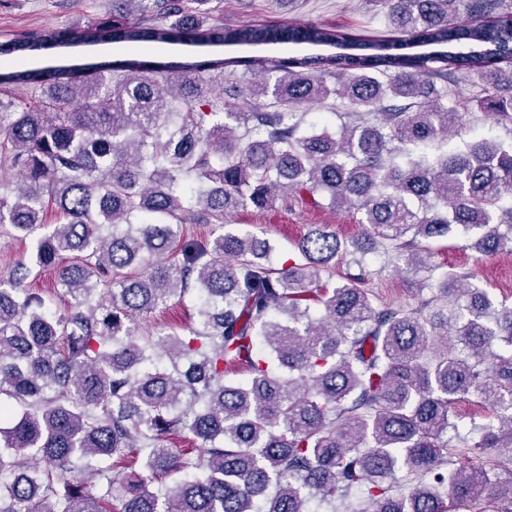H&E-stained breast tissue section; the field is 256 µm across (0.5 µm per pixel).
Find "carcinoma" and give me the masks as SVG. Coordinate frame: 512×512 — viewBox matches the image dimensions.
<instances>
[{"label":"carcinoma","mask_w":512,"mask_h":512,"mask_svg":"<svg viewBox=\"0 0 512 512\" xmlns=\"http://www.w3.org/2000/svg\"><path fill=\"white\" fill-rule=\"evenodd\" d=\"M189 2L190 14L183 0H112L92 42L208 46L211 0ZM387 2L394 37L314 23L224 34L319 49L301 58L133 57L82 81L71 67L0 73L42 92L21 112L0 99V170L20 175L14 196L0 191V234L31 245L0 280V512H312L353 488L372 512H512V469L498 464L512 450V304L434 275L419 246L457 231L478 253H512V142L414 153L459 122V74L480 76L477 100L512 121V22L503 0ZM49 38L87 43L68 28ZM45 42L12 38L0 54ZM241 62L262 76L243 104L203 87ZM332 95L375 122L332 133L286 111ZM288 194L357 210L362 237L313 224L299 260L276 268L268 242L224 232V212ZM197 223L217 232L181 235ZM384 244L427 272L419 307L373 306L364 256ZM347 255L359 273L320 284ZM44 268L51 298L26 285ZM172 298L192 323L144 330ZM468 396L495 421L456 465L447 435ZM182 432L197 453L166 444Z\"/></svg>","instance_id":"cac0c4a2"}]
</instances>
